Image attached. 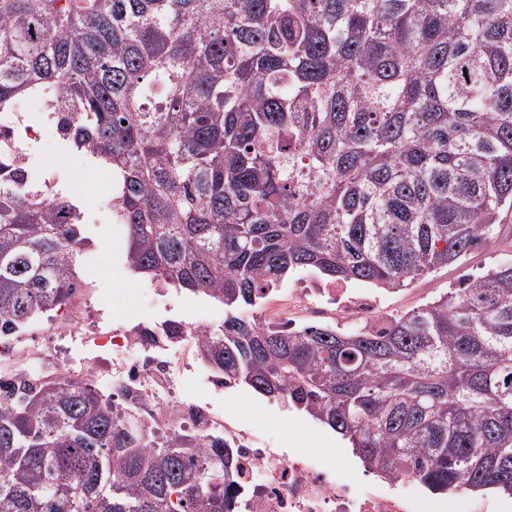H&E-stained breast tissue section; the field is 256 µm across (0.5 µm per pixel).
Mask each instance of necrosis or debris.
I'll return each mask as SVG.
<instances>
[{
	"instance_id": "necrosis-or-debris-1",
	"label": "necrosis or debris",
	"mask_w": 512,
	"mask_h": 512,
	"mask_svg": "<svg viewBox=\"0 0 512 512\" xmlns=\"http://www.w3.org/2000/svg\"><path fill=\"white\" fill-rule=\"evenodd\" d=\"M288 306L304 315L349 318L378 330L387 325L378 296L336 283L292 289ZM189 331L178 343L149 344L130 331L113 336L112 383L150 426L173 430L187 424L200 433H223L236 447L232 479L244 501L242 512H415L417 501L406 493V479L352 481L345 470L321 463L307 451L258 446L255 437L212 407L182 398L178 388L199 328L193 325ZM52 351L49 336L0 339V360L33 384L65 374V367L54 365Z\"/></svg>"
}]
</instances>
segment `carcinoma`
Returning a JSON list of instances; mask_svg holds the SVG:
<instances>
[{
  "mask_svg": "<svg viewBox=\"0 0 512 512\" xmlns=\"http://www.w3.org/2000/svg\"><path fill=\"white\" fill-rule=\"evenodd\" d=\"M112 174L129 271L224 305L196 354L434 494L512 495V261L382 333L238 315L293 272L400 288L512 221V0H0V114ZM0 132V338L81 289V215ZM166 320L136 335L178 340ZM234 446L0 376V512H232Z\"/></svg>",
  "mask_w": 512,
  "mask_h": 512,
  "instance_id": "obj_1",
  "label": "carcinoma"
}]
</instances>
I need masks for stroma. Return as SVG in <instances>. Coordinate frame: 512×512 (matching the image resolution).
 <instances>
[{
  "label": "stroma",
  "mask_w": 512,
  "mask_h": 512,
  "mask_svg": "<svg viewBox=\"0 0 512 512\" xmlns=\"http://www.w3.org/2000/svg\"><path fill=\"white\" fill-rule=\"evenodd\" d=\"M40 137L30 150L31 167L58 182L74 198L83 215L86 238L80 276L84 282L77 298L81 313L69 319L70 331H89L98 321L113 327L154 326L174 319L219 328L224 307L208 298L171 287L161 288L129 272L125 262L126 230L110 220V173L92 166L86 157L58 138L54 128L40 123ZM512 260V235L501 232L498 242L472 252L459 265L427 275L400 290L382 291L383 314L392 317L412 310L462 280L485 273ZM197 370H189L179 388L183 398H201L240 428L270 448H302L330 465L347 467L352 479H362L365 469L342 438L311 417L238 386L208 393Z\"/></svg>",
  "instance_id": "stroma-1"
}]
</instances>
